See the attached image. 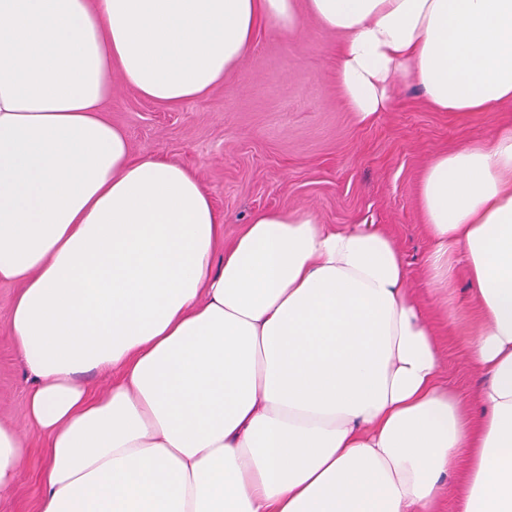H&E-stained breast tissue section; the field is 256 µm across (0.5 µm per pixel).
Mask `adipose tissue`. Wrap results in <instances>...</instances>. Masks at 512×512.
Returning a JSON list of instances; mask_svg holds the SVG:
<instances>
[{"label":"adipose tissue","mask_w":512,"mask_h":512,"mask_svg":"<svg viewBox=\"0 0 512 512\" xmlns=\"http://www.w3.org/2000/svg\"><path fill=\"white\" fill-rule=\"evenodd\" d=\"M308 11L343 37L358 121L406 78L441 112L512 102V0ZM265 23L292 33L293 0H0V281L19 286L39 512H439L452 471L455 512H512V126L422 183L432 278L463 267L480 311L471 407L387 234L271 209L225 241L197 177L108 118L113 74L197 99ZM22 454L0 426V500Z\"/></svg>","instance_id":"1"}]
</instances>
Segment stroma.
I'll return each mask as SVG.
<instances>
[{
	"instance_id": "stroma-1",
	"label": "stroma",
	"mask_w": 512,
	"mask_h": 512,
	"mask_svg": "<svg viewBox=\"0 0 512 512\" xmlns=\"http://www.w3.org/2000/svg\"><path fill=\"white\" fill-rule=\"evenodd\" d=\"M305 2L296 0L300 23L293 35L260 28L250 53L204 96L161 107L116 76L108 114L134 155L173 159L198 176L225 239L270 208L306 209L324 224H373L401 250L412 287H428L432 243L421 209L422 175L437 153L490 142L512 123V103L491 112H439L407 79L389 111L357 122L338 83L342 39L304 11ZM450 288L447 308L431 304L430 316L449 385L471 397L484 379L468 357L478 315L466 303L463 273L454 272ZM17 292L16 284L0 282V424L24 444L14 494L0 512H38L44 445L27 414L33 380L8 327Z\"/></svg>"
}]
</instances>
